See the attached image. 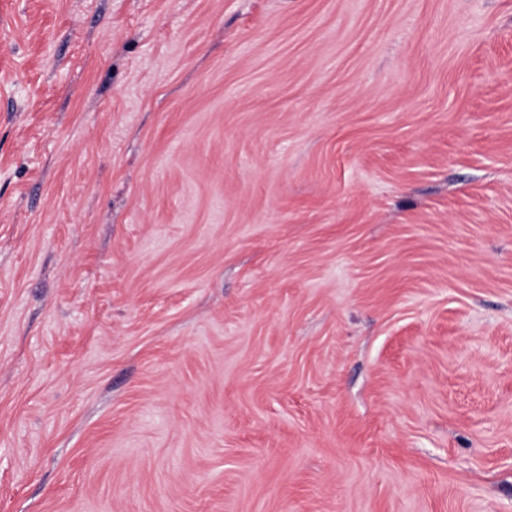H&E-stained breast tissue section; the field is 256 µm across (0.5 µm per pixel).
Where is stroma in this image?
<instances>
[{"instance_id":"obj_1","label":"stroma","mask_w":512,"mask_h":512,"mask_svg":"<svg viewBox=\"0 0 512 512\" xmlns=\"http://www.w3.org/2000/svg\"><path fill=\"white\" fill-rule=\"evenodd\" d=\"M0 512H512V0H0Z\"/></svg>"}]
</instances>
